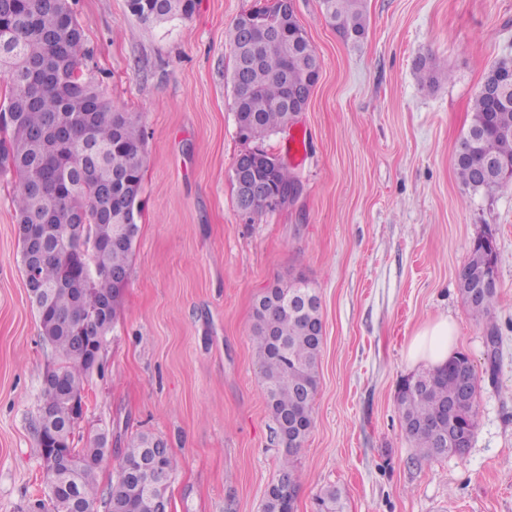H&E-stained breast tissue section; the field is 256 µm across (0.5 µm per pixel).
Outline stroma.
I'll use <instances>...</instances> for the list:
<instances>
[{
  "label": "stroma",
  "instance_id": "35a3bbf8",
  "mask_svg": "<svg viewBox=\"0 0 512 512\" xmlns=\"http://www.w3.org/2000/svg\"><path fill=\"white\" fill-rule=\"evenodd\" d=\"M70 3L82 73L114 109L140 115L146 155L130 276L85 383L80 436L106 433L112 449L140 433L164 440L179 462L171 512H262L281 448L250 341L254 304L303 278L320 296L324 341L295 512H317L330 487L345 512H512V181L472 197L453 167L486 74L512 59V0H364L357 43L320 0H295L320 77L295 122L256 145L300 192L252 214L231 180L254 144L232 111L229 33L259 0H194L189 19L151 24L128 0ZM434 57L442 71L421 82ZM14 189L0 172V512H29L53 355L21 271ZM483 236L497 255L486 323L458 292ZM443 316L479 379L477 427L465 455L423 460L396 396L416 372L411 340Z\"/></svg>",
  "mask_w": 512,
  "mask_h": 512
}]
</instances>
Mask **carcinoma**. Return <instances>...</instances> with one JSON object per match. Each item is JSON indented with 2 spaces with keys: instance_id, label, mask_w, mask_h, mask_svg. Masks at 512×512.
Listing matches in <instances>:
<instances>
[{
  "instance_id": "carcinoma-1",
  "label": "carcinoma",
  "mask_w": 512,
  "mask_h": 512,
  "mask_svg": "<svg viewBox=\"0 0 512 512\" xmlns=\"http://www.w3.org/2000/svg\"><path fill=\"white\" fill-rule=\"evenodd\" d=\"M132 14L143 22L187 19L179 9L155 13L157 0H130ZM326 20L344 39L357 42L366 33L363 0H321ZM0 28L10 55L0 56V76L7 79L8 96L0 103V123L9 140H0V170L16 173L12 197L21 243L22 269L37 271L39 287L29 288L43 341L55 362L52 384L41 387L39 411L51 413L50 423L36 427L38 447L53 435L64 451L57 474L42 467L43 497L34 500L39 512H72V487L89 512H152L144 487L153 474L149 446L154 437L130 439L118 459L115 481L99 492L97 470L110 455L99 434L78 446L81 416L73 398H83L84 381L94 366L77 355L83 336L107 337L113 328L119 297L130 275V255L139 225L124 204H135L142 193L145 134L140 116L118 112L99 94L93 81L80 75L78 55L82 29L69 0H0ZM304 28L293 15L275 31H247L235 23L231 87L233 111L240 136L260 140L287 124L288 98L306 91L318 59ZM472 121L460 150L467 160L455 164L462 190L489 194L504 184L500 168H484L488 159L512 165V105L477 92ZM253 179L267 190L286 189L297 182L283 166L269 177ZM496 254L478 239L458 280L459 292L472 316L490 318L496 300ZM300 278L273 285L255 307L251 341L257 354L266 405L283 446L277 479L268 487L263 512H294L299 489L295 458L313 426L312 402L318 386L321 351L315 327L322 325L320 297L305 306L297 303ZM482 284V296L472 303L468 286ZM468 363L458 353L429 380L402 382L397 404L402 425L423 459L454 453L448 424L464 434L476 429L477 400L461 395L454 369ZM323 512H344L341 492L326 489L320 496Z\"/></svg>"
}]
</instances>
